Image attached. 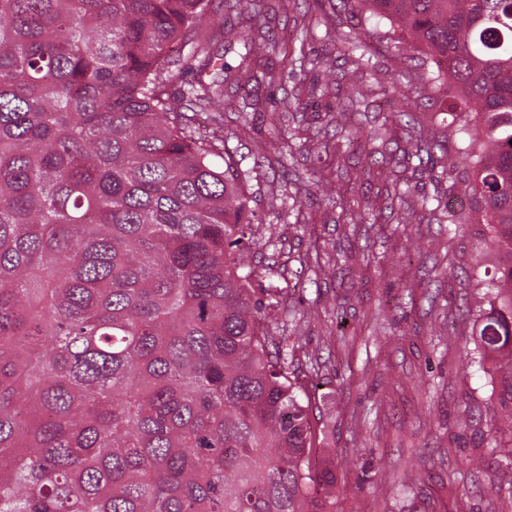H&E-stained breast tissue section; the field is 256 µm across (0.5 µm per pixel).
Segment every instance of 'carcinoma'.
I'll list each match as a JSON object with an SVG mask.
<instances>
[{"instance_id":"carcinoma-1","label":"carcinoma","mask_w":512,"mask_h":512,"mask_svg":"<svg viewBox=\"0 0 512 512\" xmlns=\"http://www.w3.org/2000/svg\"><path fill=\"white\" fill-rule=\"evenodd\" d=\"M448 63V133L508 255L475 351L512 432V0H341ZM244 19L277 0H226ZM211 0H0V512H335L311 395L248 263L224 96L268 83L261 30L211 52ZM344 54L376 65L355 33ZM193 78H185L187 69ZM407 159L433 144L408 137ZM489 308H483V305Z\"/></svg>"}]
</instances>
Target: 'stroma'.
Returning a JSON list of instances; mask_svg holds the SVG:
<instances>
[{
	"mask_svg": "<svg viewBox=\"0 0 512 512\" xmlns=\"http://www.w3.org/2000/svg\"><path fill=\"white\" fill-rule=\"evenodd\" d=\"M291 41H304L317 57L315 69H294L271 57L279 80L257 91L260 110L242 128L233 105L224 108V149L246 174L250 208L260 222L251 262L262 272L259 294L272 306L269 333L283 353L314 355L317 417L336 466V512H452L459 497L474 512H512V490L491 491L485 472L501 461L487 434L494 427V384L478 364L473 271L495 272L504 255L493 231L473 210L465 180L474 163L459 158L456 175L442 171L441 138L452 96H422L410 126L391 123L413 87L381 21L364 43L377 63L375 75L353 72L338 42L325 39L317 0H287L272 19L257 18ZM334 70L331 95L309 97L305 111H292L295 94L307 95L323 71ZM368 108L331 125L336 103L350 90ZM322 132L328 149L314 146ZM358 135L376 148L374 163L350 144ZM440 142L428 164L413 168L402 158L408 136ZM287 140L284 152L255 160L252 139ZM333 168L343 199L325 200L315 185ZM411 192L393 196L394 186ZM383 206L381 217L347 223L346 207ZM430 210H423L422 201ZM455 210L461 225L446 221Z\"/></svg>",
	"mask_w": 512,
	"mask_h": 512,
	"instance_id": "obj_1",
	"label": "stroma"
}]
</instances>
